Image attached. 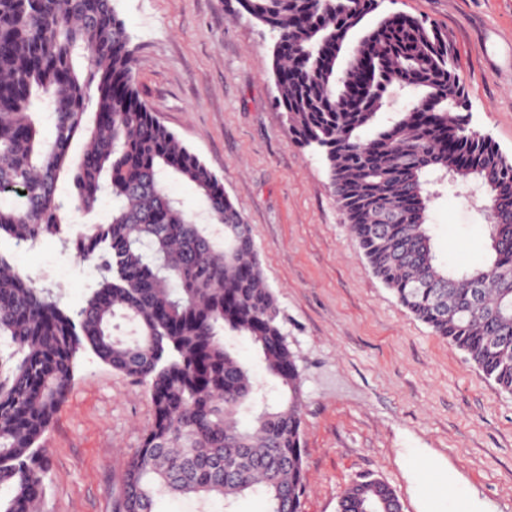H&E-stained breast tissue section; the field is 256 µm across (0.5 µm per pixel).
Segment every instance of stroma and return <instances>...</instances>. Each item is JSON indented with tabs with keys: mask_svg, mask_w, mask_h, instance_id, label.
<instances>
[{
	"mask_svg": "<svg viewBox=\"0 0 512 512\" xmlns=\"http://www.w3.org/2000/svg\"><path fill=\"white\" fill-rule=\"evenodd\" d=\"M131 36L141 98L224 181L252 229L302 373L303 512H336L364 474L383 478L403 512H428L413 457L433 459L474 512H512V394L399 305L372 273L322 155L295 143L269 73L270 31L235 0H114ZM382 11L446 30L470 126L512 157V0H383ZM428 212L439 262L488 258L477 183L435 185ZM0 255L68 313L100 276L58 239H0ZM154 424L144 386L91 351L41 440L43 512H112L126 462Z\"/></svg>",
	"mask_w": 512,
	"mask_h": 512,
	"instance_id": "1",
	"label": "stroma"
}]
</instances>
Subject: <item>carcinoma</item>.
<instances>
[{
	"instance_id": "carcinoma-1",
	"label": "carcinoma",
	"mask_w": 512,
	"mask_h": 512,
	"mask_svg": "<svg viewBox=\"0 0 512 512\" xmlns=\"http://www.w3.org/2000/svg\"><path fill=\"white\" fill-rule=\"evenodd\" d=\"M236 3L285 33L271 50L276 105L293 141L324 155L373 274L512 393V159L470 128L448 33L381 12L382 0ZM134 69L112 0H0V236L57 238L104 270L72 316L0 257V512H40L47 466L39 441L86 348L145 384L155 411L114 512H157L164 496L193 498L197 512L218 499L232 512L247 495L262 496L267 512H302V375L251 228L222 179L142 100ZM395 89L410 105L362 139ZM46 123L49 138L40 133ZM63 174L77 210L94 212L103 195L117 202L107 221L65 220L56 200ZM429 174L485 187L484 266L436 264ZM173 177L194 184L202 212L170 195ZM227 336L254 344L266 379ZM398 502L388 483L366 476L344 488L337 512H395Z\"/></svg>"
}]
</instances>
